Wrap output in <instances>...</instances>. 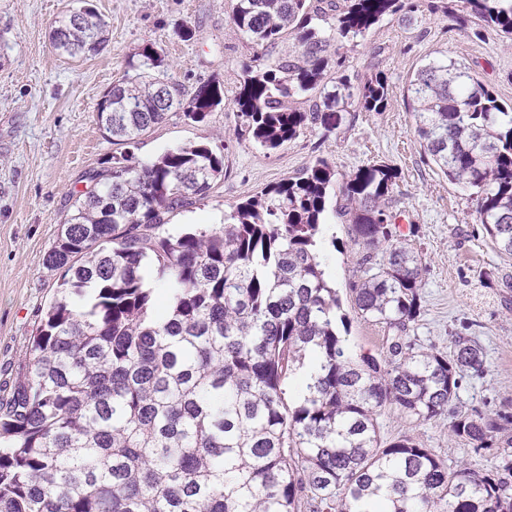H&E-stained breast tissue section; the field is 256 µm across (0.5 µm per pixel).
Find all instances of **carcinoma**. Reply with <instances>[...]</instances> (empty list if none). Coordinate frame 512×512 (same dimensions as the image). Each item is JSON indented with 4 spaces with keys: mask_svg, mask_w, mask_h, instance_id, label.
I'll return each mask as SVG.
<instances>
[{
    "mask_svg": "<svg viewBox=\"0 0 512 512\" xmlns=\"http://www.w3.org/2000/svg\"><path fill=\"white\" fill-rule=\"evenodd\" d=\"M234 29L260 48L233 100L236 134L276 150L308 126L331 132L355 105L387 106L386 75L327 89L323 56L363 40L409 0H231ZM463 13L512 40V0H458ZM298 52L272 58L285 31ZM55 48L99 50L94 11L63 17ZM96 109L114 145H130L169 115L204 121L218 84L183 102L165 58L148 43ZM304 98L308 111L291 102ZM404 100L428 161L473 191L476 221L512 255V107L480 72L445 56L422 65ZM224 155L205 144L150 163L128 151L85 176L46 262L57 295L0 401V512H512V414L458 409L463 379L487 367L470 336L445 354L410 335L426 266L395 238L389 164L336 186L325 157L231 207L219 228L177 234L168 214L208 197ZM353 212L362 276L349 300L392 331L386 354L350 348L338 291L326 273L324 226L336 195ZM166 304L158 307V294ZM317 359L306 392L296 380ZM389 408L492 451L478 474L443 463L409 436L381 438Z\"/></svg>",
    "mask_w": 512,
    "mask_h": 512,
    "instance_id": "cac0c4a2",
    "label": "carcinoma"
}]
</instances>
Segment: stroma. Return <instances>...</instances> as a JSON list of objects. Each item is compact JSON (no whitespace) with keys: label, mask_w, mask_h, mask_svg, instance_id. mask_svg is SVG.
Segmentation results:
<instances>
[{"label":"stroma","mask_w":512,"mask_h":512,"mask_svg":"<svg viewBox=\"0 0 512 512\" xmlns=\"http://www.w3.org/2000/svg\"><path fill=\"white\" fill-rule=\"evenodd\" d=\"M415 2L413 23L384 21L343 50L345 74L387 75L386 111L343 113L332 134L312 126L271 151L235 133L232 101L243 65L257 48L232 28L231 0H91L105 24V46L74 58L49 39L74 0H0V397L14 384L42 310L56 294L60 273L46 257L86 189L83 176L116 150L96 121L97 105L150 43L164 55L185 97L207 82L224 89L223 104L205 121L168 117L133 148L142 162L200 143L224 156L221 180L206 199L171 214L167 231L221 226L231 206L318 157L334 163L341 179L367 165L394 166L392 228L427 267L413 334L443 351L450 350L455 334L473 337L488 372L465 379L459 409L487 405L512 414V255L500 253L476 223L477 200L470 191L428 162L403 97L417 69L444 52L479 69L498 100L512 104V41L491 26L478 37L464 32L454 18L430 14L427 0ZM185 24L195 31L188 41L179 35ZM325 234L338 244L330 253L329 282L347 294L360 277V249L351 243L348 216L328 212ZM378 422L384 439L411 436L448 465L464 463L480 473L495 465L491 453L468 450L451 438L445 421L412 423L388 410Z\"/></svg>","instance_id":"obj_1"}]
</instances>
